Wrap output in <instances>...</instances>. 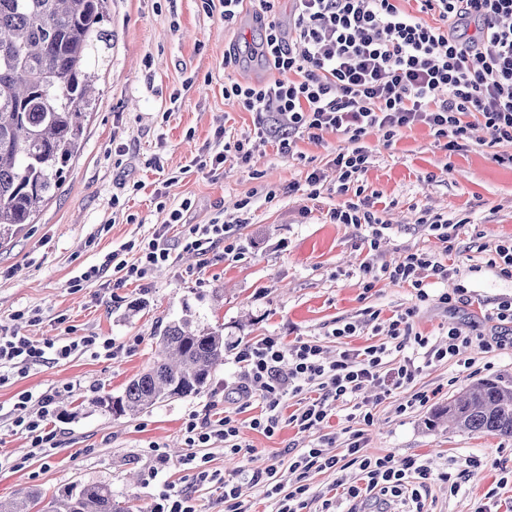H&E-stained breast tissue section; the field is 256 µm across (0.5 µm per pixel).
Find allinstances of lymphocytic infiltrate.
Segmentation results:
<instances>
[{"label": "lymphocytic infiltrate", "instance_id": "1", "mask_svg": "<svg viewBox=\"0 0 512 512\" xmlns=\"http://www.w3.org/2000/svg\"><path fill=\"white\" fill-rule=\"evenodd\" d=\"M276 2L260 0L268 19L262 25L259 55L271 80L226 83L224 97L255 113L259 125H273L285 149L290 136L299 133L316 140L321 131L331 129L348 137L352 150L333 159L338 191L347 197L330 211L333 223L364 224L371 227L373 237L381 235V220L363 198L359 183L369 158L359 142L367 132H382L389 140L405 128L423 124L453 152L476 122L489 130L492 144L512 143V0H419L422 14L438 17L435 25L405 13L397 0H293L294 26L289 31L274 18ZM232 226L217 220L190 224L174 244L166 229H159L137 244L136 263L111 252L100 265L76 277L72 286L82 289L107 273L118 285L143 279L168 262L172 247L207 254L224 243ZM448 274L447 263L436 254L414 252L392 267L389 277L414 288L417 299L425 301L429 298L425 278L444 280ZM409 318L404 312L391 321L390 344L346 348L329 362L321 348L308 341L286 347L279 338L266 336L239 346L238 396L247 401L256 395L262 403L253 428L274 434L284 419L281 410L287 397L307 387L314 389V396L286 418L299 431L320 428L332 402L349 398L355 399L360 418L371 422L369 403L359 396L365 382H376L387 392L410 385L419 372L416 352L441 361L456 357L470 342L452 329L444 346L429 347ZM102 350L113 356L119 348L113 339L97 336L34 341L1 335L0 384L48 360ZM394 351L402 358L390 368L385 359ZM54 398L48 391L38 395L25 391L15 404L14 431L26 435L41 453L53 445L46 425L55 413ZM363 436V431L351 432L341 456L327 455L317 445L303 449L289 460L288 471L294 476L290 483L280 480L273 466L244 469L240 476L269 483L278 497L277 512H304L307 478L313 471L337 473L336 484L350 499L408 500L420 505L434 482L447 483L449 494H457L467 469L483 464L482 459L470 457L456 471L437 472L415 456L397 461L389 455L364 454ZM184 442L191 448L221 447L233 455L243 450L239 429L228 415L218 420L189 419ZM350 468L357 471L352 481L343 476Z\"/></svg>", "mask_w": 512, "mask_h": 512}]
</instances>
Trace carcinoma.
<instances>
[{"instance_id":"cac0c4a2","label":"carcinoma","mask_w":512,"mask_h":512,"mask_svg":"<svg viewBox=\"0 0 512 512\" xmlns=\"http://www.w3.org/2000/svg\"><path fill=\"white\" fill-rule=\"evenodd\" d=\"M107 0H0V238L31 224L60 188L77 153L93 97L95 70L107 62L112 33ZM224 336L209 327L172 323L156 359L121 395L95 403L114 416L196 396L224 363ZM512 438V387L481 380L437 409L429 425ZM129 512L112 489L92 484L41 504L36 495L0 501V512Z\"/></svg>"}]
</instances>
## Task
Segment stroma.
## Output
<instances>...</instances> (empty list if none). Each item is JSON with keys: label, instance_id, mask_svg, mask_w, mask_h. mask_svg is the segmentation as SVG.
I'll return each instance as SVG.
<instances>
[{"label": "stroma", "instance_id": "35a3bbf8", "mask_svg": "<svg viewBox=\"0 0 512 512\" xmlns=\"http://www.w3.org/2000/svg\"><path fill=\"white\" fill-rule=\"evenodd\" d=\"M258 9V0H247L228 25L220 14L203 12L199 0H107L111 47L98 71L99 94L85 117L82 146L34 223L0 240V333L40 340L71 328L79 336L115 339L122 350L113 358L77 354L0 384V501L20 489L47 501L76 485L106 484L133 512H154L168 482L189 491L198 512H224L222 481L233 477L249 512H274L267 485L237 479L240 467L274 465L284 472L299 448L326 436L325 452L336 455L346 432L360 429L364 451L373 456H418L438 470L470 455L484 458L458 494L449 495L445 483L433 484L427 512H474L490 491L499 512H512V480L502 479L512 471V439L428 424L472 382L512 385V335H500L490 318L501 298L512 297V278L491 264L496 246L512 240V165L503 161L512 144L486 146L488 133L479 126L455 153L423 124L389 141L368 133L369 164L359 183L386 224L375 246L365 227L328 217L344 201L332 164L349 146L341 132L324 131L316 141L298 134L285 150L268 131L250 164L230 158L214 172L194 168L193 160L214 145L217 128L236 136L257 130L255 113L225 100L224 81L258 82L270 74L256 61L228 65L224 59L257 38ZM314 169L324 175L316 197L304 185ZM186 199L191 206L181 223L167 226L170 211ZM245 199L252 222L236 231L234 253L220 246L205 256L176 249L142 280L117 288L103 278L72 288L73 278L125 243L163 226L175 240L186 224L233 222ZM425 210L460 222L451 248L420 223ZM411 252L447 255L450 274L430 280L424 302L386 273ZM366 261L377 270L376 280L363 273ZM460 286L466 300L451 309L439 304L441 293ZM408 309L414 331L430 345L445 344L452 327L471 345L459 358L423 365L412 384L391 394L366 385L361 395L372 406L371 426L353 419L351 403L339 401L320 429L299 432L287 422L299 403L292 397L273 435L252 428L261 406L237 402L232 393L238 383L234 342L265 336L288 345L310 341L331 359L344 348L388 343L390 321ZM185 317L224 335V363L205 390L132 417L116 418L99 407L97 397L120 395L152 364L159 333ZM348 323L357 325L355 335L334 336ZM50 390L56 393L49 424L56 445L42 455L13 431L10 416L19 393ZM417 391L427 393L428 402L405 409ZM195 414L232 416L253 459L207 449V468L221 478L199 481L196 469L184 463L191 453L184 427ZM159 451L169 460L161 471Z\"/></svg>", "mask_w": 512, "mask_h": 512}]
</instances>
